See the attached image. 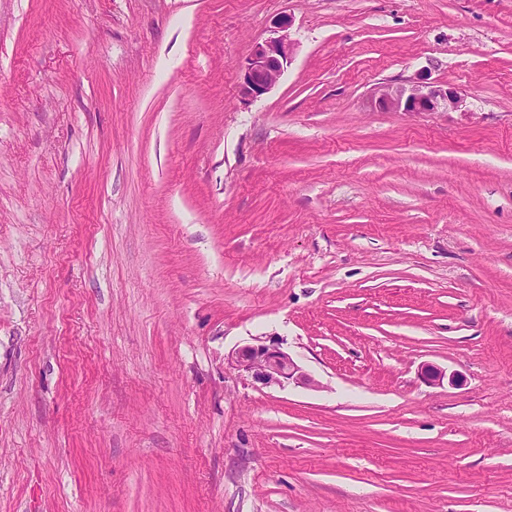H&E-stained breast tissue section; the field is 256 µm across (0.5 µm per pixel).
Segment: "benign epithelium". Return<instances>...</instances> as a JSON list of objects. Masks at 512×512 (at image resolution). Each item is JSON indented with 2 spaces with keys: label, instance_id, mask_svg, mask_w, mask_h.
Returning a JSON list of instances; mask_svg holds the SVG:
<instances>
[{
  "label": "benign epithelium",
  "instance_id": "1",
  "mask_svg": "<svg viewBox=\"0 0 512 512\" xmlns=\"http://www.w3.org/2000/svg\"><path fill=\"white\" fill-rule=\"evenodd\" d=\"M291 20L281 22L282 34L257 44L241 70V93L259 98L278 82L284 65L289 63L295 42L290 38ZM462 98L450 89H434L428 85L387 87L378 98V107L385 112H437L458 109ZM228 364L238 372L251 377L264 387H283L291 383L321 388L320 382L305 371L289 353L279 347L258 340L232 352Z\"/></svg>",
  "mask_w": 512,
  "mask_h": 512
}]
</instances>
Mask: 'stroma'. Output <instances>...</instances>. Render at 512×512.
<instances>
[{"mask_svg": "<svg viewBox=\"0 0 512 512\" xmlns=\"http://www.w3.org/2000/svg\"><path fill=\"white\" fill-rule=\"evenodd\" d=\"M0 512H512V0H0ZM291 20L280 24L281 35L257 44L241 70V93L250 98H259L268 93L278 82L284 64L290 62L295 42L288 32ZM463 100L450 89H434L423 84L386 87L378 98V107L385 112H438L457 110ZM255 341L232 352L228 364L234 370L268 388H281L291 383L312 389L322 387L289 353L258 339Z\"/></svg>", "mask_w": 512, "mask_h": 512, "instance_id": "35a3bbf8", "label": "stroma"}]
</instances>
